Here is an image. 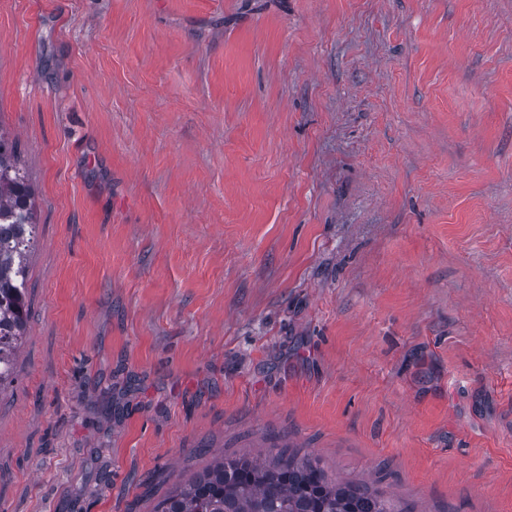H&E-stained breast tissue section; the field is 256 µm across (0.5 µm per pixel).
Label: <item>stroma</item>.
Here are the masks:
<instances>
[{
    "label": "stroma",
    "mask_w": 512,
    "mask_h": 512,
    "mask_svg": "<svg viewBox=\"0 0 512 512\" xmlns=\"http://www.w3.org/2000/svg\"><path fill=\"white\" fill-rule=\"evenodd\" d=\"M0 127V512H152L263 435L512 512V0H0ZM34 190L18 166L8 134L0 130V218L11 211L14 224L0 220V393L13 381L17 350L29 319L28 263L36 224Z\"/></svg>",
    "instance_id": "obj_1"
}]
</instances>
